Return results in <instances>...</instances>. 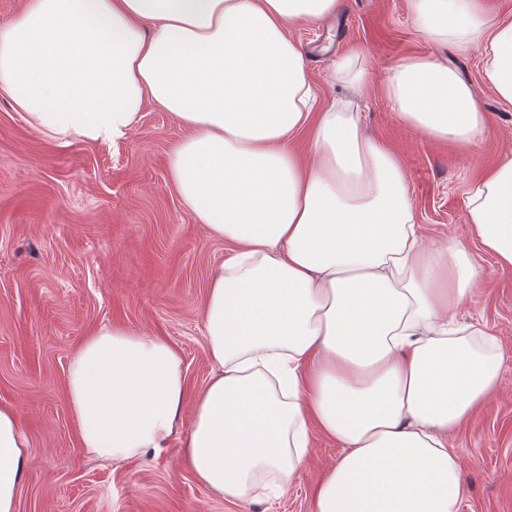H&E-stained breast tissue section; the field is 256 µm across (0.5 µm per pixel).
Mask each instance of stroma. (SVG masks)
Returning a JSON list of instances; mask_svg holds the SVG:
<instances>
[{
    "label": "stroma",
    "mask_w": 512,
    "mask_h": 512,
    "mask_svg": "<svg viewBox=\"0 0 512 512\" xmlns=\"http://www.w3.org/2000/svg\"><path fill=\"white\" fill-rule=\"evenodd\" d=\"M312 72L319 105L343 94L338 64L366 72L355 97L365 136L397 157L416 222L430 242H463L480 284L458 318L501 336L504 363L491 401L452 438L467 496L460 512H512V268L500 266L466 222L468 189L512 152V104L483 75V50L439 45L416 30L413 0H341L336 17L288 28ZM409 58L448 63L473 89L486 127L468 147L408 126L388 97L390 70ZM190 134L146 104L113 143L61 145L0 96V406L15 409L29 448L17 512H314L324 470L341 448L311 434L309 465L278 497L255 488L231 501L198 483L180 439L215 366L203 309L209 277L230 243L210 238L168 173L172 145ZM145 331L181 353L184 405L159 454L127 462L83 448L65 386L74 351L101 326Z\"/></svg>",
    "instance_id": "35a3bbf8"
}]
</instances>
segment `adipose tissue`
Instances as JSON below:
<instances>
[{"instance_id":"ef3b65f1","label":"adipose tissue","mask_w":512,"mask_h":512,"mask_svg":"<svg viewBox=\"0 0 512 512\" xmlns=\"http://www.w3.org/2000/svg\"><path fill=\"white\" fill-rule=\"evenodd\" d=\"M340 0H25L0 27V96L60 143L114 142L146 103L191 136L168 154L185 209L233 243L205 299L216 371L182 446L196 479L250 498L258 474L286 491L309 462L311 430L343 453L314 512H459L467 490L450 440L487 402L500 336L452 313L479 273L465 247L427 243L403 169L365 138L347 98L315 110L311 72L287 27L334 16ZM435 42L481 46L512 104V18L476 0H414ZM401 118L468 146L486 115L448 65L398 64ZM310 133L313 160L292 144ZM486 251L512 267V157L467 197ZM180 353L146 332L104 326L73 356L66 389L77 434L125 461L166 448L185 400ZM28 441L0 406V512H16Z\"/></svg>"}]
</instances>
